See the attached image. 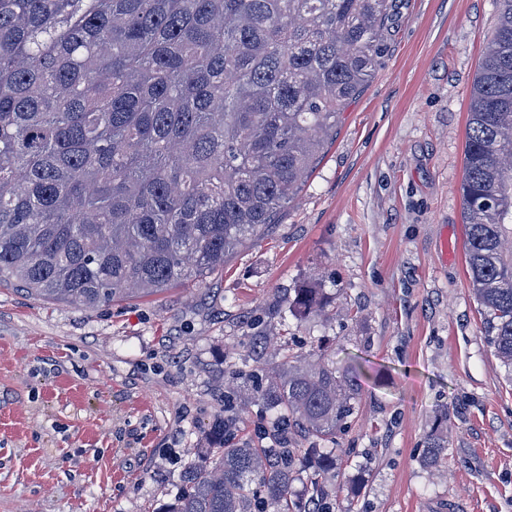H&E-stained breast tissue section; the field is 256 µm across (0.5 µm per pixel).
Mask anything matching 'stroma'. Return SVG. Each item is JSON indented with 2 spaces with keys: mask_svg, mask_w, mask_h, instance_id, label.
<instances>
[{
  "mask_svg": "<svg viewBox=\"0 0 512 512\" xmlns=\"http://www.w3.org/2000/svg\"><path fill=\"white\" fill-rule=\"evenodd\" d=\"M496 25V0H404L301 191L206 280L96 310L0 284V512H164L260 314L289 353L322 338L364 366L334 512H512V378L469 284L460 191ZM302 287L324 289L326 315L289 312ZM445 415L441 418L440 424L431 431L427 438L428 461L436 465L444 459L445 451H448V437L444 436L440 430L442 423L447 420Z\"/></svg>",
  "mask_w": 512,
  "mask_h": 512,
  "instance_id": "stroma-1",
  "label": "stroma"
}]
</instances>
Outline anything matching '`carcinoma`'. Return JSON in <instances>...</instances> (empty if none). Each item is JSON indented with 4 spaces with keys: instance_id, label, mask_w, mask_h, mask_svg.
I'll return each instance as SVG.
<instances>
[{
    "instance_id": "cac0c4a2",
    "label": "carcinoma",
    "mask_w": 512,
    "mask_h": 512,
    "mask_svg": "<svg viewBox=\"0 0 512 512\" xmlns=\"http://www.w3.org/2000/svg\"><path fill=\"white\" fill-rule=\"evenodd\" d=\"M467 119L466 268L512 377V0ZM401 0H0V283L96 309L201 281L276 223L322 138L375 75ZM330 306L299 288L303 315ZM302 363L232 372L224 401L260 400L270 444L209 449L167 512H330L334 441L356 367L322 345ZM436 465L448 437L427 438ZM313 466L306 497L298 470Z\"/></svg>"
}]
</instances>
